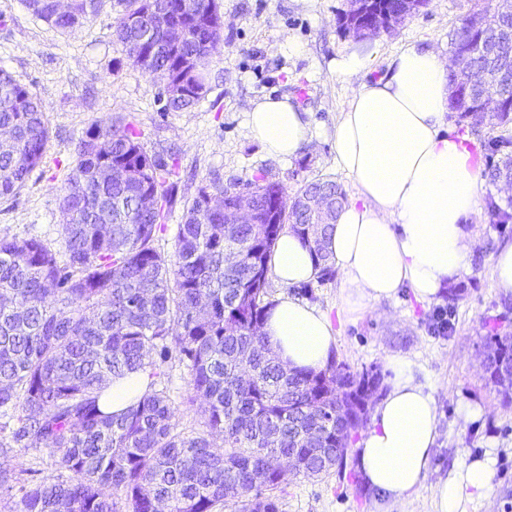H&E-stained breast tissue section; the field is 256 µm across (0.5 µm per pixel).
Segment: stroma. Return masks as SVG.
Segmentation results:
<instances>
[{"label":"stroma","instance_id":"35a3bbf8","mask_svg":"<svg viewBox=\"0 0 512 512\" xmlns=\"http://www.w3.org/2000/svg\"><path fill=\"white\" fill-rule=\"evenodd\" d=\"M217 3L224 17V44L208 69L209 90L191 111L166 112L158 100V83L124 61L112 39L113 0H104L97 16L65 34L34 19L23 0H0V68L36 93L50 129L43 159L24 189L15 198L0 199V234L59 239L61 188L75 145L90 125L115 114L136 125L149 154L177 164L178 202L159 238L162 250L174 248L183 200L213 176L233 186L262 172L292 194L305 182L329 177L340 184L346 200H353L356 190L337 167L334 147L336 119L353 90L383 76L406 43L449 55L454 30L477 0H429L393 31L370 39V71L349 76L336 72L337 59L355 43L338 24L347 0ZM284 94L309 112L313 133L311 146L290 160L271 155L247 123L252 102ZM508 198L498 186L484 184V206L470 220L473 255L460 278L465 292L445 336L430 331L434 303L416 300L410 290L349 318L339 309L338 278L290 289L269 277L268 301L288 293L329 314L338 331L336 361L356 371L376 370L386 380L391 376L388 360H406L435 398L439 415L431 472L416 495L386 501L363 482L334 471L315 478L290 476L281 512H437L439 481L487 455L492 458L490 489L485 497L464 500L462 508L512 512V407H503L486 386L480 356L487 324L512 323V295L500 293L492 275V256L503 242L512 241V222L492 223L486 208L490 201L506 205ZM168 372L178 429L201 431L199 415L184 401V366L171 361ZM465 407L478 410V417L463 419Z\"/></svg>","mask_w":512,"mask_h":512}]
</instances>
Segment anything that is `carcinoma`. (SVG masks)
<instances>
[{
    "label": "carcinoma",
    "instance_id": "cac0c4a2",
    "mask_svg": "<svg viewBox=\"0 0 512 512\" xmlns=\"http://www.w3.org/2000/svg\"><path fill=\"white\" fill-rule=\"evenodd\" d=\"M103 0H76L55 12L52 0H24L36 19L70 32L96 16ZM113 40L143 73L175 89L165 110L189 112L207 93L206 71L224 41L216 0H114ZM135 22H130V19ZM184 40L168 48L169 27ZM451 38L450 110L474 133L485 123L469 102L485 92L490 65L512 68V8L488 28L485 48L463 56ZM466 65L474 77L458 82ZM0 126L14 147L0 154V199L14 198L39 166L50 138L41 102L0 68ZM122 167L120 181L99 175L100 146ZM173 168L149 154L121 116L95 123L78 140L61 197L67 216L60 246L0 235V452L48 454L59 473L36 484L0 466V501L8 512H280L282 474L272 456L293 458L303 477L342 470L359 412L371 407L380 376L330 360L290 370L262 327L268 258L284 232L297 235L321 268L334 270L324 242L341 205L336 181H309L288 196L283 184L254 176L243 190L253 221L236 224L238 188L197 189L178 225L175 249L158 247L176 203ZM489 183L512 178V159L485 170ZM221 196L223 208L211 210ZM328 203V223L305 206ZM154 198V206L143 201ZM499 361L487 380L512 404V336L496 327L482 338ZM177 355L188 370L186 401L205 431L177 430L164 364ZM145 372L150 382L121 412L100 402L115 378Z\"/></svg>",
    "mask_w": 512,
    "mask_h": 512
}]
</instances>
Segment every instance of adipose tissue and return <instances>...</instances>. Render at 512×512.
<instances>
[{"mask_svg": "<svg viewBox=\"0 0 512 512\" xmlns=\"http://www.w3.org/2000/svg\"><path fill=\"white\" fill-rule=\"evenodd\" d=\"M448 110L447 60L411 43L393 55L382 77L353 93L336 123V164L357 193L340 211L327 246L341 275L346 316L397 298L404 288L416 299L440 300L470 266L467 223L479 207L482 166L465 139L447 130ZM247 116L273 155L290 158L312 142L307 112L289 97H265ZM270 264L291 287L319 272L289 232L277 240ZM263 331L291 369H321L337 346L329 316L290 296L270 309ZM388 367V390L357 444L356 466L367 487L395 500L417 492L429 476L438 407L403 359H390ZM491 464L476 459L443 479L438 512H458L464 498L486 494Z\"/></svg>", "mask_w": 512, "mask_h": 512, "instance_id": "obj_1", "label": "adipose tissue"}]
</instances>
